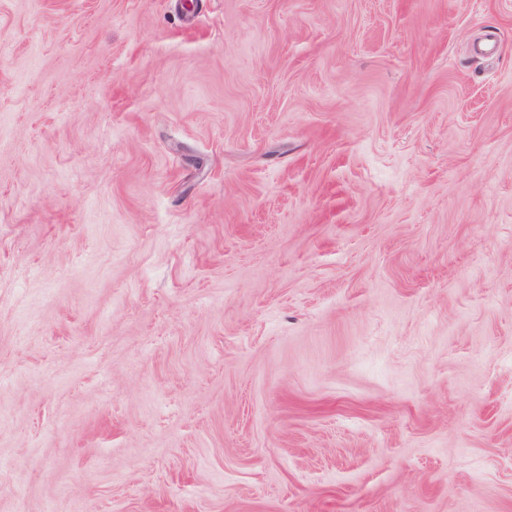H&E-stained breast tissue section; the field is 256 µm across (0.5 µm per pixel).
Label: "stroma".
I'll return each instance as SVG.
<instances>
[{"label":"stroma","instance_id":"stroma-1","mask_svg":"<svg viewBox=\"0 0 512 512\" xmlns=\"http://www.w3.org/2000/svg\"><path fill=\"white\" fill-rule=\"evenodd\" d=\"M0 512H512V0H0Z\"/></svg>","mask_w":512,"mask_h":512}]
</instances>
